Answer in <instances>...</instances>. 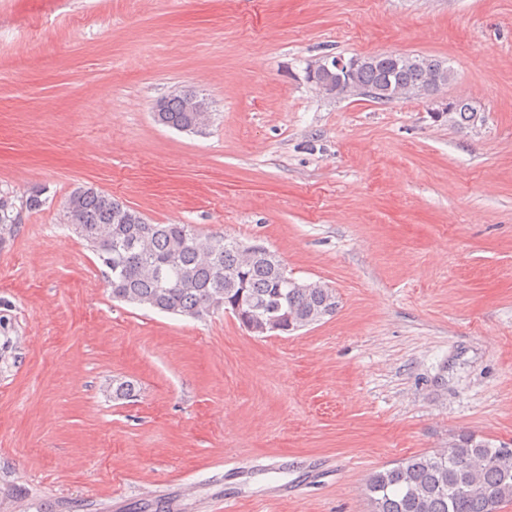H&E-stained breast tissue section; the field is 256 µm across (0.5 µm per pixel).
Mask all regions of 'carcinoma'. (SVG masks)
Returning a JSON list of instances; mask_svg holds the SVG:
<instances>
[{"mask_svg":"<svg viewBox=\"0 0 512 512\" xmlns=\"http://www.w3.org/2000/svg\"><path fill=\"white\" fill-rule=\"evenodd\" d=\"M430 73L400 59L356 71L355 82L374 89L391 82L421 86ZM198 95L185 89L165 98L156 120L182 131L205 116ZM36 189L20 202L0 193V247L14 239L23 211L45 204ZM64 220L98 257L112 298L175 315L199 317L241 304V324L277 321L290 333L336 314V291L300 282L262 245L248 254L222 233L205 238L191 224H151L138 210L93 187L73 190ZM373 512H498L512 500V446L461 433L448 449L417 454L373 474L366 486Z\"/></svg>","mask_w":512,"mask_h":512,"instance_id":"1","label":"carcinoma"}]
</instances>
